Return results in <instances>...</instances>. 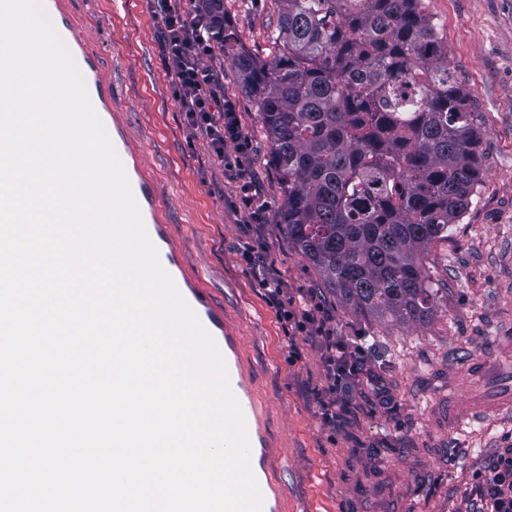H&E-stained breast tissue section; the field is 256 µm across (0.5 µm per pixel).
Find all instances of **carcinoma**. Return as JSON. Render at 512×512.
Segmentation results:
<instances>
[{"label": "carcinoma", "mask_w": 512, "mask_h": 512, "mask_svg": "<svg viewBox=\"0 0 512 512\" xmlns=\"http://www.w3.org/2000/svg\"><path fill=\"white\" fill-rule=\"evenodd\" d=\"M268 60L235 51L279 174L278 223L356 317L411 327L440 308L426 268L482 178L479 139L422 0H273Z\"/></svg>", "instance_id": "cac0c4a2"}]
</instances>
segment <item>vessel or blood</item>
I'll list each match as a JSON object with an SVG mask.
<instances>
[{
    "label": "vessel or blood",
    "mask_w": 512,
    "mask_h": 512,
    "mask_svg": "<svg viewBox=\"0 0 512 512\" xmlns=\"http://www.w3.org/2000/svg\"><path fill=\"white\" fill-rule=\"evenodd\" d=\"M43 4L84 78L98 116L109 129V136L123 162L140 206L147 232L159 251L162 266L196 311L202 325L213 336L226 360L232 380L231 388L244 413L250 444L259 450L260 468L255 471L254 477L263 496L262 512H286L287 502L272 493L269 482L276 457L261 433L260 418L264 411L263 404L255 393L253 382H244L240 379V338L225 316L223 307L214 301L199 272L189 265L181 241L167 219L168 199L146 166L143 153L133 141L128 125L121 119V113L111 94V80L101 67L98 56L75 31V17L70 0H43ZM472 367L481 377L497 373L499 389L492 403L498 408H511L512 379L508 378L506 372L498 371L494 359L476 358Z\"/></svg>",
    "instance_id": "obj_1"
}]
</instances>
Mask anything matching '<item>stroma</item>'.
<instances>
[{
    "mask_svg": "<svg viewBox=\"0 0 512 512\" xmlns=\"http://www.w3.org/2000/svg\"><path fill=\"white\" fill-rule=\"evenodd\" d=\"M424 2L468 95L483 180L435 250L431 272L447 290L438 314L413 329L349 314L319 288L316 270L277 223L278 174L238 72L223 52L202 59L223 75L224 95L252 140L255 179L272 206L259 227L269 262L290 294L314 293L334 335L363 337L362 365L389 389L383 407L371 394L351 392L328 425L321 351L310 337L289 334L240 257L248 227L235 208L238 185L178 108L153 0H73L79 36L111 77L129 127L144 137L172 227L241 338L242 365L268 405L265 434L279 450L274 477L288 512H472L475 474L512 446V409L459 428L448 420L449 400L462 404L471 390L491 387L471 375L470 362L496 354L498 337L512 336V0ZM228 10L238 48L267 58L278 20L270 0Z\"/></svg>",
    "mask_w": 512,
    "mask_h": 512,
    "instance_id": "obj_1",
    "label": "stroma"
}]
</instances>
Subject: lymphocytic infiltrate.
Wrapping results in <instances>:
<instances>
[{
	"label": "lymphocytic infiltrate",
	"mask_w": 512,
	"mask_h": 512,
	"mask_svg": "<svg viewBox=\"0 0 512 512\" xmlns=\"http://www.w3.org/2000/svg\"><path fill=\"white\" fill-rule=\"evenodd\" d=\"M156 2L164 23L163 68L175 87L179 109L188 124L207 138L214 155L237 181L246 224H263L269 203L255 181L252 141L242 128L235 103L219 101L218 74L200 62L214 48L211 23L198 12L197 0ZM240 256L266 288L270 300L282 305V320L322 347L329 396L341 398L352 387L360 386L371 390L378 400H386L387 392L379 378L362 371L349 339L333 335L321 308L294 311L295 299L289 296L264 249L246 243ZM474 485L481 503L478 512H512V448L504 449L488 473L476 475Z\"/></svg>",
	"instance_id": "obj_1"
}]
</instances>
